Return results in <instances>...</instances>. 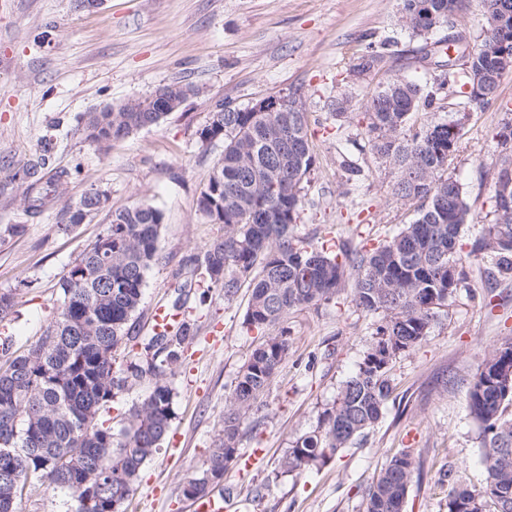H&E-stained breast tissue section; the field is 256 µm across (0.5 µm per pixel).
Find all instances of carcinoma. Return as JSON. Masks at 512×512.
<instances>
[{"label":"carcinoma","instance_id":"obj_1","mask_svg":"<svg viewBox=\"0 0 512 512\" xmlns=\"http://www.w3.org/2000/svg\"><path fill=\"white\" fill-rule=\"evenodd\" d=\"M402 25L422 36L418 19L433 16L429 29L462 17L466 0H402ZM485 29L481 41L512 35V0H481ZM393 42H369L357 69L368 71L391 54ZM447 77L430 88L402 77L386 81L366 105L368 144L398 171L397 195L419 202L416 219L371 250L347 243L328 251L296 234L303 182L314 165L305 112H219L203 127V142L224 141V155L198 198L199 210L224 224L199 260L200 275L234 299L251 288L243 323L263 335L240 370L224 413V433L207 466L191 476L190 498L198 499L224 480L240 454L243 426L288 356L290 340L281 324L293 311L329 303L355 275L352 302L379 316L375 339L358 370L343 382L336 401L317 427L295 441L281 461L282 472L300 475L335 458L372 429L391 391L389 372L397 356L420 344L440 308L462 287L466 267L490 259L488 279L512 276V212L495 209V222L465 252L459 247L472 221L461 184L443 177L458 150L459 121H430L408 128L415 112L441 108L454 96L463 110L497 97L496 66L480 52L469 65L446 63ZM486 73L483 97L468 90L471 74ZM164 112H114L107 107L82 118L84 140L100 149L158 124ZM501 160L497 176L512 172V122L497 133ZM46 162L24 170L27 209L42 212L49 197L66 184L62 170L46 177ZM95 191L65 211L59 229L80 224ZM162 213L138 205L114 213L106 232L73 261L59 281L60 311L39 341L14 350L11 335H0V512H16L27 484L68 490L76 512H125L143 466L161 449L172 420L173 389L165 380L192 339L187 321L172 333H153L143 352L117 363L115 352L131 337L146 275L156 259ZM512 375V338L484 354L468 393V413L479 430L486 473L478 490L459 487L448 495V512H512V391L497 379ZM145 378L154 380L141 405L129 410L116 432L98 423L100 412ZM416 468L411 453L391 458L368 490L365 512H403Z\"/></svg>","mask_w":512,"mask_h":512}]
</instances>
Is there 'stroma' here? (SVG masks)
<instances>
[{"label":"stroma","instance_id":"stroma-1","mask_svg":"<svg viewBox=\"0 0 512 512\" xmlns=\"http://www.w3.org/2000/svg\"><path fill=\"white\" fill-rule=\"evenodd\" d=\"M401 11V0H104L93 11L78 9L76 0H0V292L15 296L5 332L21 349L38 341L61 306L58 282L72 262L105 232L113 212L137 204L159 209L163 224L134 333L151 334L153 309L177 299L196 329L175 368L169 436L144 465L127 512H193L185 482L204 467L238 373L261 340L243 323L248 291L225 301L223 288L201 282L197 270L196 258L224 233L197 205L224 144L201 142L199 130L218 103L245 109L299 92L315 163L297 232L376 248L415 219L417 204L396 194V169L371 151L365 105L391 76L432 83L444 61L433 45L448 34L439 27L412 35ZM367 39L394 40L398 53L381 68L358 71L357 51ZM172 82L192 93L157 125L102 151L85 142V113ZM455 118L461 139L447 174L463 185L474 216L461 232L467 250L494 221L495 134L512 120V73L484 108L460 118L447 106L411 122ZM40 156L71 177L34 217L21 171ZM345 156L359 170L351 181L340 165ZM93 188L108 194L107 206L60 231L64 208ZM14 224L23 225L22 234H10ZM439 315L426 340L393 362L378 425L321 468L292 477L279 473L287 448L316 427L357 371L378 318L357 309L346 290L289 314L288 357L240 440L241 450L263 454L253 467L224 475L237 493L234 512H364L378 471L406 448L417 471L404 512H448L452 488H480L485 472L468 391L483 354L512 336V278L489 282L486 262L472 264ZM74 508L67 490L36 484L19 505L20 512Z\"/></svg>","mask_w":512,"mask_h":512}]
</instances>
